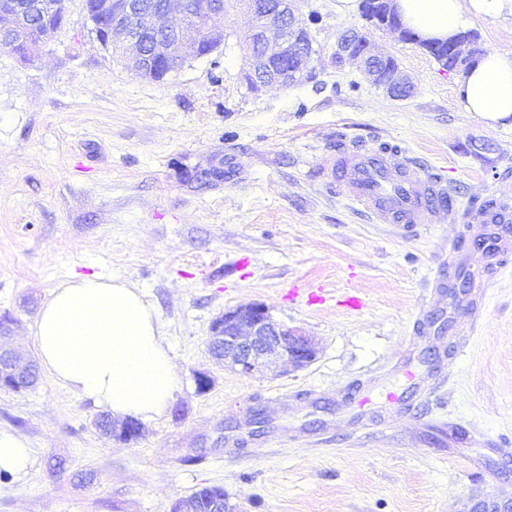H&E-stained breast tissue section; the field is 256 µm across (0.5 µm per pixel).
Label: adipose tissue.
<instances>
[{
    "instance_id": "adipose-tissue-1",
    "label": "adipose tissue",
    "mask_w": 512,
    "mask_h": 512,
    "mask_svg": "<svg viewBox=\"0 0 512 512\" xmlns=\"http://www.w3.org/2000/svg\"><path fill=\"white\" fill-rule=\"evenodd\" d=\"M397 8L425 38L456 35L474 13L512 17V0H398ZM460 85L463 111L490 126L512 123V51L485 55ZM32 338L51 380L118 419L161 417L180 383L160 317L126 280L75 275L52 288Z\"/></svg>"
}]
</instances>
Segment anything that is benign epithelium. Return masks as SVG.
I'll use <instances>...</instances> for the list:
<instances>
[{"label":"benign epithelium","mask_w":512,"mask_h":512,"mask_svg":"<svg viewBox=\"0 0 512 512\" xmlns=\"http://www.w3.org/2000/svg\"><path fill=\"white\" fill-rule=\"evenodd\" d=\"M239 0L256 18L244 37L248 68L244 78L251 90L270 85L291 87L311 79L316 53L304 17L291 0ZM369 19L379 29L403 42L425 49L443 66L448 58L473 62L483 54L477 43L462 33L448 40H425L406 28L396 0H373ZM225 0H164L159 8L142 0H92L87 13L96 37L108 51L133 49L131 69L141 79L161 80L185 63L210 55L224 45ZM66 20L62 0H0V46L23 59H32L51 42ZM390 55L372 48L357 27L345 29L336 42L337 65L356 66L368 80L395 98H406L412 86L389 64ZM210 354L238 372L254 375L283 363L303 368L314 362L318 350L299 329L273 319L260 303L240 305L213 323L208 340ZM22 375L29 362L12 349L0 347V370Z\"/></svg>","instance_id":"obj_1"}]
</instances>
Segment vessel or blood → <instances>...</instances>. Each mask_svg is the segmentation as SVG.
Listing matches in <instances>:
<instances>
[{"label":"vessel or blood","mask_w":512,"mask_h":512,"mask_svg":"<svg viewBox=\"0 0 512 512\" xmlns=\"http://www.w3.org/2000/svg\"><path fill=\"white\" fill-rule=\"evenodd\" d=\"M328 185L382 224L416 231L423 224H473L487 263L512 249V197L492 195L461 204L439 174L397 144L344 142L322 164Z\"/></svg>","instance_id":"vessel-or-blood-1"}]
</instances>
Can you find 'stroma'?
I'll list each match as a JSON object with an SVG mask.
<instances>
[{"instance_id":"stroma-1","label":"stroma","mask_w":512,"mask_h":512,"mask_svg":"<svg viewBox=\"0 0 512 512\" xmlns=\"http://www.w3.org/2000/svg\"><path fill=\"white\" fill-rule=\"evenodd\" d=\"M295 4L317 18L313 77L258 93L243 78L254 18L236 0L223 51L159 81L100 45L84 0H66L37 57L0 47L7 345L35 354L52 288L100 273L144 290L180 376L130 442L102 436L100 406L49 378L0 390V430L30 448L26 473L0 481V512H171L204 485L238 512H470L512 496V254L478 296L458 285L484 267L467 225L372 223L319 176L344 134L412 150L463 196L512 195V126L461 111L459 74L358 9ZM354 26L397 58L411 97L333 64ZM466 29L484 52L512 51L511 19ZM219 163L223 181L200 180ZM318 287L326 300L310 304ZM350 290L361 311L342 305ZM251 302L310 336L316 360L244 375L212 359L213 322Z\"/></svg>"}]
</instances>
